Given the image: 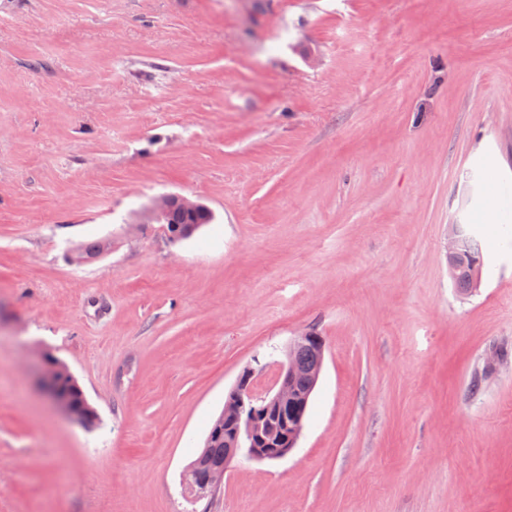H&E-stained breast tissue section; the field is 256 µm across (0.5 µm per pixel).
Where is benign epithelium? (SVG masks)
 Returning a JSON list of instances; mask_svg holds the SVG:
<instances>
[{
	"label": "benign epithelium",
	"instance_id": "obj_1",
	"mask_svg": "<svg viewBox=\"0 0 512 512\" xmlns=\"http://www.w3.org/2000/svg\"><path fill=\"white\" fill-rule=\"evenodd\" d=\"M172 200L180 201L188 209H197L201 204L185 196L165 194L151 204L157 219H162L164 208ZM458 225L448 227V273L454 276L458 252ZM311 338L306 332L296 337L288 346V359L278 381V388L272 394L258 395L253 389L254 372L243 371L235 387L224 403V419L235 424L232 433L224 440V462L213 468L207 476L199 473L196 465L187 469L184 480L195 489L201 498L208 497L222 485L224 473L235 463L274 462L288 457L297 447L304 426V408L308 395L299 394L294 385L297 365L295 351ZM60 364L48 352L42 353L40 363V383L44 394L72 422L86 430L93 428L85 411L91 410L84 399V409L77 408L70 400L60 395L55 388V377Z\"/></svg>",
	"mask_w": 512,
	"mask_h": 512
}]
</instances>
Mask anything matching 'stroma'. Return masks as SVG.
<instances>
[{
    "label": "stroma",
    "instance_id": "stroma-1",
    "mask_svg": "<svg viewBox=\"0 0 512 512\" xmlns=\"http://www.w3.org/2000/svg\"><path fill=\"white\" fill-rule=\"evenodd\" d=\"M511 180L512 0H0V512H512ZM169 193L214 222L171 241ZM311 330L297 448L185 490ZM458 225H460V235ZM458 225L452 224L448 227V273L449 276L453 278L456 270V275L453 279L454 286L462 292H468L472 290L471 267L465 258L467 255L471 254L481 255L482 258L483 255L476 238L466 233L461 224ZM458 244L462 258L459 259L456 269L455 260L458 252ZM40 383L44 394L55 404L63 414L72 422L91 430L94 425L87 419L85 413L77 408L70 400L60 395L55 388V377L59 374L60 364L56 357L48 352L41 355Z\"/></svg>",
    "mask_w": 512,
    "mask_h": 512
}]
</instances>
